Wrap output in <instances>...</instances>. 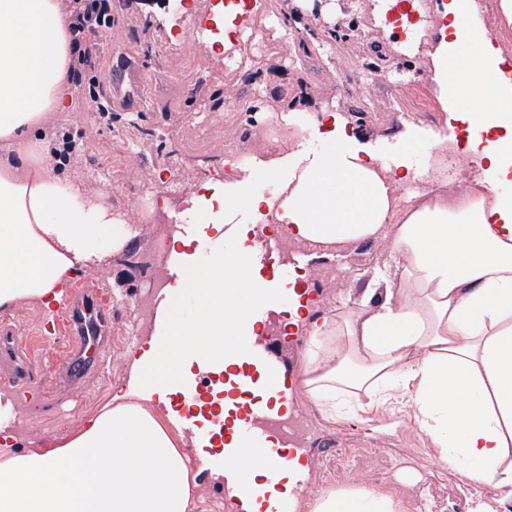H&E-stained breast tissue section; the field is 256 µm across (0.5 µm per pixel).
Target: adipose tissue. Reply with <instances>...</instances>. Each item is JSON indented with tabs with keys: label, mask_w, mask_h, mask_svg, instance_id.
Wrapping results in <instances>:
<instances>
[{
	"label": "adipose tissue",
	"mask_w": 512,
	"mask_h": 512,
	"mask_svg": "<svg viewBox=\"0 0 512 512\" xmlns=\"http://www.w3.org/2000/svg\"><path fill=\"white\" fill-rule=\"evenodd\" d=\"M493 6L501 22L491 31L467 0H448V37L425 62L446 122L468 125L464 190H417L407 157L386 160L354 139L327 151L283 140L249 158L271 194L245 179L202 183L196 221L169 252L181 273L168 290L192 289L197 314L159 309L154 334L125 353L126 385L65 439L17 447L15 401L0 396V512H206L171 397L179 383L216 378L195 431L223 447L210 417L224 411V342L263 333L247 312V299L264 296L248 239L269 222L282 240L330 256L386 236L397 257L357 307L318 317L305 303L286 317V335L307 339L303 395L332 419L407 409L441 462L512 497V58L499 48L512 34V0ZM243 15L218 5L204 34L211 57L234 50ZM68 23L65 0H0V313L54 309L81 273L110 267L140 233L111 190H88L50 155V122L73 109ZM306 509L408 512L403 496L357 484L321 490Z\"/></svg>",
	"instance_id": "adipose-tissue-1"
}]
</instances>
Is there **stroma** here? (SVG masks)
<instances>
[{"label":"stroma","mask_w":512,"mask_h":512,"mask_svg":"<svg viewBox=\"0 0 512 512\" xmlns=\"http://www.w3.org/2000/svg\"><path fill=\"white\" fill-rule=\"evenodd\" d=\"M263 16L253 25L266 43L245 64L233 57L214 59L190 40H172L170 31L151 25V15L162 12L159 0H114L112 35L103 39L104 66L123 57L133 64L130 79L139 83L142 107L119 112L110 125L95 126L85 101L63 113L60 126L69 132L85 131L78 156L66 172L92 190L110 188L115 208L134 213L135 198L151 199L150 179L155 169L174 170L177 186L196 182L202 171H223L228 150L255 154L265 149L275 109L286 87L303 82L311 100L334 101L346 108L336 85L337 69H351L371 55L374 44H388V36L370 32L359 40L337 43L328 59L306 55L296 61L294 49L275 28L271 18L282 10L277 0H264ZM371 114L359 131L386 156L401 153L399 131L412 126L416 141H423L431 123H444L427 79L411 62L402 68L383 66L374 73L366 93ZM393 255L386 241H362L344 246L333 259L307 258L306 271L318 293L317 314H337L354 307L358 291L374 268ZM147 272L118 261L93 272L98 289L109 296L108 336L102 346L100 369L86 373L53 396L1 387L26 408L17 430L23 443L65 438L79 420L99 413L114 387L123 384V354L132 332H145L149 324L138 308L148 305L151 290ZM305 415L307 446L314 459L310 493L332 485L359 483L369 488L399 489L397 468L414 472L424 493L411 497L412 506L429 505L431 512H468L474 494L495 502L498 512H512V499L500 500L493 482L473 484L462 473L438 461L428 436L399 409L361 413L331 423L322 418L305 396L295 398Z\"/></svg>","instance_id":"obj_1"}]
</instances>
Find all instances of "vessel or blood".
Masks as SVG:
<instances>
[{
	"instance_id": "vessel-or-blood-1",
	"label": "vessel or blood",
	"mask_w": 512,
	"mask_h": 512,
	"mask_svg": "<svg viewBox=\"0 0 512 512\" xmlns=\"http://www.w3.org/2000/svg\"><path fill=\"white\" fill-rule=\"evenodd\" d=\"M277 237H268L258 256L261 278L272 282L270 291L277 308L257 305L252 311L260 322L273 324L281 308L292 304L287 289L277 287L287 270L280 263ZM93 279H86L65 318L57 328L68 342L55 358L59 370L77 376L97 363L98 340L104 331L106 301L93 291ZM236 351L243 362L239 371L225 375L224 384L235 402L225 404L219 429L224 445L208 449L202 461L206 468H225L224 491L233 498L239 512H293L295 500L305 492L302 474L308 461L300 448L304 435L303 414L289 404V397L303 380L296 339L286 336H242ZM38 348L21 338L12 326L0 327V381L21 391L50 393L51 385L40 376ZM258 457L264 467L262 481H254L242 459Z\"/></svg>"
}]
</instances>
